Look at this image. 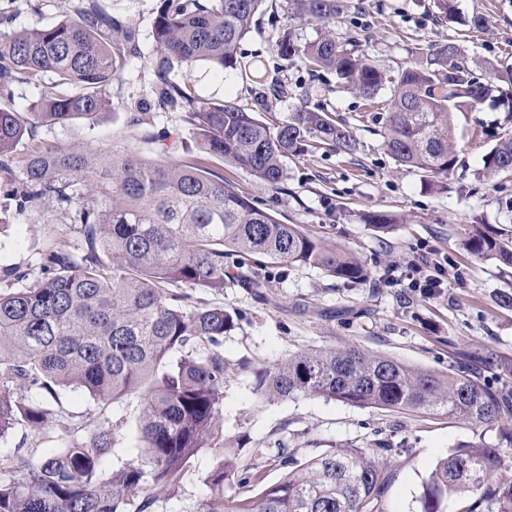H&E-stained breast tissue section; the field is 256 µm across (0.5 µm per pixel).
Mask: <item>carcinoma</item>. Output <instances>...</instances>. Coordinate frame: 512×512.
<instances>
[{
	"label": "carcinoma",
	"mask_w": 512,
	"mask_h": 512,
	"mask_svg": "<svg viewBox=\"0 0 512 512\" xmlns=\"http://www.w3.org/2000/svg\"><path fill=\"white\" fill-rule=\"evenodd\" d=\"M264 0H160L153 23L156 53L154 104L185 109L190 137L209 159L228 160L257 180L277 186L284 161L312 142L351 154L358 141L350 127L325 111L297 107L271 125L231 102L197 100L190 86L170 81L178 65L207 64L254 74L239 43ZM291 16L319 22L334 18L340 0H289ZM135 34L122 28L102 0H80L76 13L53 25L0 34V93L14 83L38 84L49 74L65 94L48 92L33 103L32 117L0 108V169L16 148L32 144L26 181L5 190L21 211L56 206L79 225L80 251L60 244L45 259L42 276L23 288L0 290V438L19 426L34 430L54 419L69 431L53 454L34 461L16 448L0 454V512H126L135 496L166 492L203 448L223 435L220 408L224 360L218 348L233 326L222 306L187 310L170 287L224 291L231 280L253 288L263 276L243 259L262 255L288 265L319 268L346 282H365L369 271L352 253L330 247L295 224H283L224 178L200 164L175 158L165 147L151 161L128 151L45 148L38 128L92 120L106 106V91L137 54ZM283 60L299 58L315 76L332 70L366 101L391 85L384 146L395 162L429 173L443 190L457 162L453 114L472 111L512 87V67L484 66L473 73L459 48L448 43L422 53L421 61L392 77L365 54L322 32L301 42L286 29L277 41ZM485 167L512 172V135L484 155ZM91 180L95 194L74 189ZM465 249L512 266V241L481 232ZM231 256L238 261L230 264ZM197 347L189 351L190 342ZM501 385L453 371L414 368L355 344L303 351L258 374L268 398L314 397L360 407L443 411L475 426L512 418V360L481 358ZM27 385L40 400H22ZM70 389L98 405L140 400L139 443L130 459L106 473L104 457L121 421L101 416L88 434L69 423L58 390ZM388 443L374 451L333 448L296 465L276 484L251 497H224V486L261 478L268 450L253 449L246 463L234 451L218 458L206 479L209 497L194 512H383L394 473ZM478 493L465 512L488 502L512 512V464L481 439L438 460L422 498V512H443L450 496Z\"/></svg>",
	"instance_id": "cac0c4a2"
}]
</instances>
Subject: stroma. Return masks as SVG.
Segmentation results:
<instances>
[{
	"label": "stroma",
	"mask_w": 512,
	"mask_h": 512,
	"mask_svg": "<svg viewBox=\"0 0 512 512\" xmlns=\"http://www.w3.org/2000/svg\"><path fill=\"white\" fill-rule=\"evenodd\" d=\"M78 0H0V32L52 24L73 16ZM106 10L136 33L137 54L107 91L109 107L94 120H77L38 130L42 145L52 148L118 146L155 157L167 146L181 159L195 148L181 108L161 111L150 103L155 54L153 20L160 0H103ZM330 28L339 39L355 38L359 49L390 75L415 65L422 48L456 43L476 66L512 65V0H455L460 16H484L476 30L438 18L434 0H343ZM298 37L320 31L308 16L288 17V0H266L255 15L239 51L264 60L276 70L287 93L261 94L260 88L233 72L206 64L174 69L176 83L192 81L199 99L229 101L257 110L275 124L292 109L328 110L345 122L358 140L355 153L336 152L328 144L288 158L276 186L259 182L246 169L211 160L209 170L247 194L254 205L281 223L295 224L328 245L345 249L366 265L370 279L348 283L322 270L275 264L264 287L226 284L223 291L181 287L184 307L224 306L234 327L224 336L222 388L223 444L248 458L252 449L281 441L297 461L330 448H372L386 440L400 453L391 460L395 478L384 497L385 512H421L425 483L440 458L460 444L483 437L501 447L512 461L503 423L473 429L445 413L420 414L360 408L341 401L305 397L265 399L257 390L260 370L283 363L300 351L352 342L408 365L483 377L478 363L488 350L512 358V307L500 306V294H512V268L478 258L462 247L481 232L512 238V172H487L483 156L504 134L512 133V112L499 102H485L475 112L454 116L457 163L443 192L425 185L424 172L400 169L383 146L390 89L366 102L335 73L309 74L300 59L282 60L276 40L284 28ZM142 102L138 114L130 103ZM370 213L393 217L388 228L366 222ZM79 234L68 214L56 208L17 211L0 195V276L12 269L40 277L46 254L56 244L77 246ZM446 265L440 293L427 296L407 286L412 266L430 270ZM60 399L74 424L92 428L100 413L122 421L120 448L133 446L138 401L124 399L98 407L89 398L64 390ZM56 423L40 430L20 429L0 441V449H23L32 459L51 454L65 440ZM218 449H202L151 512H194L209 494L207 473Z\"/></svg>",
	"instance_id": "obj_1"
}]
</instances>
